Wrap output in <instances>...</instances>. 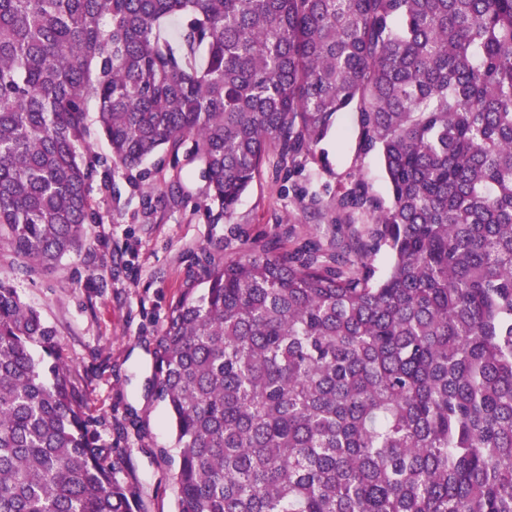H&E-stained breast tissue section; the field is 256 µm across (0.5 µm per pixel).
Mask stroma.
<instances>
[{"label":"stroma","instance_id":"1","mask_svg":"<svg viewBox=\"0 0 512 512\" xmlns=\"http://www.w3.org/2000/svg\"><path fill=\"white\" fill-rule=\"evenodd\" d=\"M338 127L294 163L269 152L231 217L206 213L201 165L153 158L142 165L139 191H131L121 168L112 175L118 194L93 182L96 220L84 226L90 251L30 274L0 250V279L56 328L62 354L103 422V439L124 454L139 512H176L172 468L158 454L173 447L174 435L164 404L146 387L169 310L186 289L199 288L204 256L229 257L253 245L342 248L369 224L361 215L354 224L338 223L337 196L360 178L388 199L377 155L358 148L354 113L342 114Z\"/></svg>","mask_w":512,"mask_h":512}]
</instances>
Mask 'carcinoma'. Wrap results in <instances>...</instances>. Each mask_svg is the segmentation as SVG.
<instances>
[{
	"label": "carcinoma",
	"mask_w": 512,
	"mask_h": 512,
	"mask_svg": "<svg viewBox=\"0 0 512 512\" xmlns=\"http://www.w3.org/2000/svg\"><path fill=\"white\" fill-rule=\"evenodd\" d=\"M345 112L390 190L336 197L369 240L209 256L166 317L176 512H512V0H0V250L31 271L85 247L99 168L199 162L220 219ZM101 425L0 279V512H138ZM88 110L89 112H87L86 121L90 127L91 136L89 138V149L84 154V158L87 160L94 159L99 156H106L110 153L108 143L97 133V112L94 101L90 102Z\"/></svg>",
	"instance_id": "obj_1"
}]
</instances>
